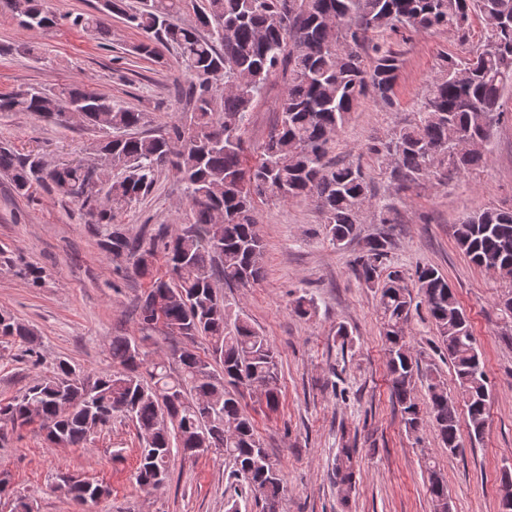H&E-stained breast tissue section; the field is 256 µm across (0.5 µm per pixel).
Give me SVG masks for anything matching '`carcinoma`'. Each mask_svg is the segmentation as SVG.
Returning a JSON list of instances; mask_svg holds the SVG:
<instances>
[{
    "instance_id": "obj_1",
    "label": "carcinoma",
    "mask_w": 512,
    "mask_h": 512,
    "mask_svg": "<svg viewBox=\"0 0 512 512\" xmlns=\"http://www.w3.org/2000/svg\"><path fill=\"white\" fill-rule=\"evenodd\" d=\"M97 13L65 17L71 26L100 35L106 18L117 15L143 34L139 54L156 58L171 46L187 71L184 111L158 135L135 132L145 113L112 102L80 83L53 91L27 89L0 96V112H27L68 126L70 105L81 103L82 125L101 134L95 146L120 176L98 189L94 162L50 166L33 153L0 146V173L16 194L30 196L34 184L86 208L102 250L112 260L150 279L138 309L139 339L116 336L113 369L85 379L69 363L53 376L34 379L19 395L0 401V424H38L51 447H83L91 435L123 417L136 427L142 444L136 482L144 489L169 478L172 441L190 456L222 452L249 486L261 512H280L284 495L280 463L255 433L242 402L259 396L266 410L280 404L278 357L274 346L246 319L231 316L215 282L246 287L262 277L264 244L253 210L256 199L313 201L323 217V233L334 245L358 236L364 211L373 206L371 186L360 164L326 161L335 134L362 98L396 105L401 70L396 51L375 40L384 32L445 28L468 41L470 20L480 16L484 38L462 56L445 55L429 83L418 118L395 126L371 147L391 166L390 177L404 188L447 172L473 171L486 163L493 129L504 116L501 100L512 88V0H142L130 12L126 0H99ZM191 9L194 21L178 15ZM28 28H51L59 17L45 0H0ZM288 74L279 118L266 142L252 150L245 140L249 114L268 80ZM183 185L186 227L160 231L149 242L130 239L120 216L153 188L159 171ZM458 247L477 267L512 277V208L487 207L462 218L455 229ZM386 236L364 241L352 260L359 281L377 298L387 342L392 398L405 429L416 434L424 421L415 391L426 387L427 408L444 447L463 451L455 402L437 369L423 365L405 336L413 296L403 273L386 261ZM166 274L154 273L158 251ZM40 288L47 271L16 266L0 248V266ZM414 288L452 362L467 412L469 436L485 431L489 381L469 318L445 277L434 267L415 271ZM163 327L171 335L208 341L209 356L189 349L177 357L150 356L146 343ZM38 338L10 312L0 310V345L20 343L32 365L39 364ZM223 366L218 375L212 364ZM360 449L343 428L333 476L342 493L356 487ZM435 512L448 507L445 479L428 466ZM71 499L88 512L110 495L108 485L60 471Z\"/></svg>"
}]
</instances>
